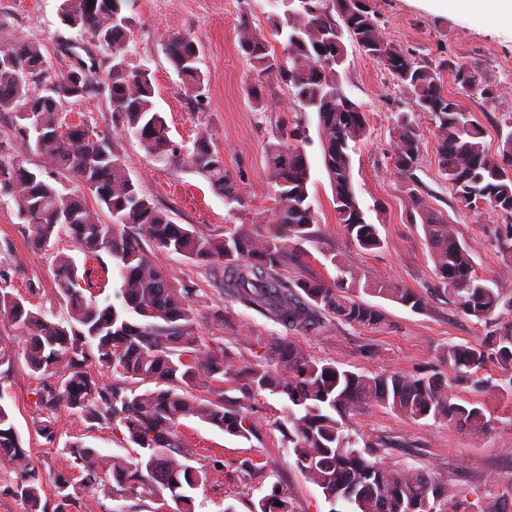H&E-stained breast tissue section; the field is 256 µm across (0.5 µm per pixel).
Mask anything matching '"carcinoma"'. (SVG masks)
<instances>
[{"mask_svg": "<svg viewBox=\"0 0 512 512\" xmlns=\"http://www.w3.org/2000/svg\"><path fill=\"white\" fill-rule=\"evenodd\" d=\"M295 13L290 0H270L286 7L275 25L285 61L271 52L266 38L246 23L238 29L240 49L251 64L249 94L261 102L262 82L273 74L291 96L315 112L325 171L333 188L336 223L348 242L362 250L383 247L378 225L367 221L355 195L352 155L367 132L365 112L345 92L339 68L346 61L345 40L381 63L410 89L413 108L432 117L436 130L439 172L467 205L478 202L512 216V130L502 152L493 155L483 143L484 129L459 101L442 88L440 71L394 45L382 35L373 0H303ZM133 0H62L60 16L71 30L88 34L111 54L106 88L113 134L92 131L84 137L75 125L62 123L64 107L80 102L91 88L90 72L67 85L49 89L59 79L43 43L11 38L0 44V114L11 116L14 140L42 159L31 169L25 160L0 154V199L17 207L34 233L38 250L54 247L66 235L85 256L105 253L119 286L114 299L97 300L93 272L77 259L58 252L55 276L66 314L59 318L34 311L25 301L0 287V316L11 320L24 345L29 370L56 378L41 396L44 413L39 431L53 434L56 415L65 410L90 423L120 431L139 449L136 464L109 457L79 441L64 446L68 468L87 475L105 471L122 490L135 489L143 500L174 502L173 512H191V492L207 481V471L172 454L180 447V420L198 418L224 433L250 439L259 420L251 401L267 392L286 402L288 431L283 444L292 448L297 467L345 512H457L456 504L421 469L386 466L358 448L357 436L345 432L346 420L370 406H380L413 420L445 421L473 434L491 428L479 401H456L447 376L439 371L410 375L388 370L375 374L344 369L311 357L292 340L260 339L262 363L234 368L212 352L195 332L196 290L178 287L152 259L153 251L177 254L192 262L224 264V295L290 331L318 332L326 317L371 331L385 325L381 310L360 294L397 303L415 313L428 309L425 296L386 280H369L338 256L333 282L299 279L288 284L280 272L288 247L311 236L314 211L310 202V168L299 143L305 130H289L266 148L274 182V206L265 216L268 231L242 224L224 225L216 234L193 224H175L166 209L154 203L132 180L119 142L134 136L154 161L165 166L186 161L211 188L235 209L243 205L237 181L224 167V157L207 136L180 154L169 127L154 102L149 70L132 61ZM164 50L184 90L201 99L205 75L200 49L190 33L170 35ZM18 59L25 69L10 60ZM456 83L468 89L473 69L448 64ZM419 134L407 118L397 123L393 165L413 178L419 160ZM81 183L69 189L67 183ZM92 196L97 209L88 206ZM431 249L436 275L457 310L479 322L493 319L504 297L496 278L478 274L470 246L455 236L444 218L423 204L420 191L410 194ZM111 216L105 224L97 210ZM442 363L477 390L489 387L482 373L497 366L512 391V321H500L480 345L450 343L439 352ZM98 366L93 374L88 363ZM112 377L102 381L100 373ZM208 388L209 396H193L189 388ZM144 385L146 389L138 390ZM239 392L229 397L226 390ZM0 454L16 474L13 492L39 512L41 476L33 464L8 409L0 404ZM71 482L55 479L58 504L66 512ZM253 512H295L286 493L273 487L253 505Z\"/></svg>", "mask_w": 512, "mask_h": 512, "instance_id": "cac0c4a2", "label": "carcinoma"}]
</instances>
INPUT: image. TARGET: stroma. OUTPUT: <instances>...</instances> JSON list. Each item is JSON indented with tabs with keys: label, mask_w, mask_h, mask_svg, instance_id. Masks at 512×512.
<instances>
[{
	"label": "stroma",
	"mask_w": 512,
	"mask_h": 512,
	"mask_svg": "<svg viewBox=\"0 0 512 512\" xmlns=\"http://www.w3.org/2000/svg\"><path fill=\"white\" fill-rule=\"evenodd\" d=\"M374 3L387 40L435 66L449 60L475 66V89L462 90L447 74L444 90L484 126L489 152L499 153L501 133L512 125V26L481 13L440 12L430 0ZM60 4L61 0H0V19L13 36L43 42L54 72L80 64L90 69L93 85L82 101L68 107L66 120L111 134L105 91L111 59L93 40L78 37L62 24ZM272 12L269 0H135L134 58L151 71L155 102L166 117L171 139L184 153L200 132H208L239 184L244 205L229 209L223 197L187 163L157 164L131 136L124 138L121 146L132 179L168 210L174 223L203 225L218 233L228 224L255 228L274 204L265 147L288 129L302 126L307 135L303 150L311 171L314 237L303 243L302 260H285L282 277L291 282L300 278L330 280L336 271L329 258L338 253L368 278H386L414 289L427 297L429 307L415 313L377 297L373 303L389 323L384 331L372 332L331 318L320 332L290 334L279 323L225 298L220 287L223 266H198L159 251L153 259L175 283L196 289L197 331L223 352L228 363L256 365L262 350L255 337L288 334L310 355L354 371L399 370L416 375L439 369L444 345L481 343L492 327L457 311L447 294L438 290L423 230L407 220L411 208L408 181L393 165L397 117L408 116L421 138L415 178L425 204L441 213L457 236L468 242L476 271L495 277L508 299L512 298V272L505 266L512 257L502 251L497 234L512 217L484 205L469 208L458 201L438 171L430 116L413 111L408 90L350 42L340 80L346 93L365 110L368 128L352 154L354 189L367 220L378 225L384 240L379 250L351 246L335 219L315 113L293 99L286 86L273 77L262 85V105H255L246 91L250 63L239 48L238 28L240 23H249L264 34L272 50H280ZM178 32L192 33L199 43L206 106L186 95L165 55V37ZM484 86L494 88V98L481 94ZM30 236L31 229L19 219L13 201H0V280L27 298L32 307L64 315L66 309L56 292L53 257L32 249ZM217 310L223 311V321L214 319ZM1 340L12 344L16 359L0 379V403L10 408L13 424L42 475V502L49 512L57 505L54 477L67 467L66 443L81 440L102 454L135 462L136 448L124 441L119 431L90 426L65 411L58 415L53 436L37 433L41 418L38 399L46 383L34 379L26 367L20 356L22 342L5 317L0 318ZM487 378L492 387L480 393L469 383H451L457 399L483 402L494 420L487 433L470 434L431 419L411 421L379 406L353 417L350 427L361 445L386 465L428 472L454 497L458 512H480L490 498L511 503L512 397L498 391L502 375L497 367L489 368ZM252 410L261 428L248 440L224 434L196 418L182 420L183 459L208 473L207 481L193 492L195 512H224L228 506L234 512H252L254 504L275 485L288 494L295 512H331L332 502L296 467L290 448L283 445L282 430L288 425L283 401L264 393L253 400ZM104 481L101 475L90 480L85 474L73 473L67 512H153V502L140 500L131 492L108 495L102 489Z\"/></svg>",
	"instance_id": "stroma-1"
}]
</instances>
